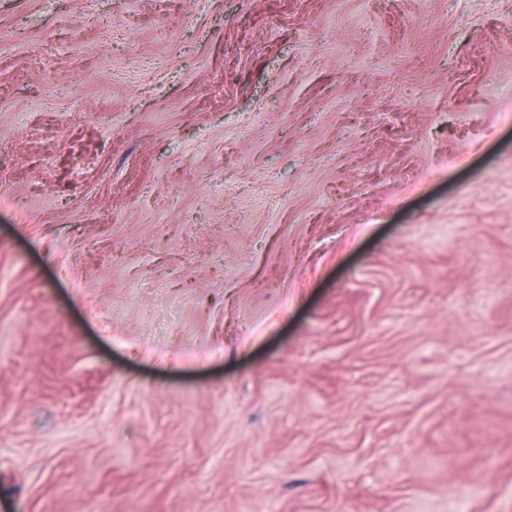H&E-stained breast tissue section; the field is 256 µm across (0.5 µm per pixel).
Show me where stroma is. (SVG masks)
Instances as JSON below:
<instances>
[{
    "label": "stroma",
    "mask_w": 512,
    "mask_h": 512,
    "mask_svg": "<svg viewBox=\"0 0 512 512\" xmlns=\"http://www.w3.org/2000/svg\"><path fill=\"white\" fill-rule=\"evenodd\" d=\"M0 512H512V0H0Z\"/></svg>",
    "instance_id": "obj_1"
}]
</instances>
